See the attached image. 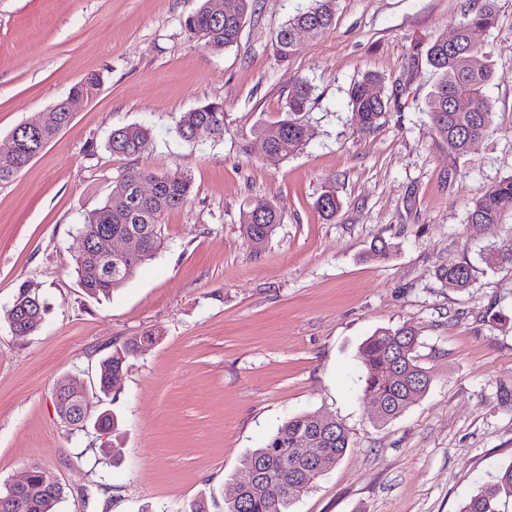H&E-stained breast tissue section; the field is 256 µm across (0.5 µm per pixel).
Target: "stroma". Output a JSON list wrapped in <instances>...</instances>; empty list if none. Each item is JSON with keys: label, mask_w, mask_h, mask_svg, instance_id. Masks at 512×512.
<instances>
[{"label": "stroma", "mask_w": 512, "mask_h": 512, "mask_svg": "<svg viewBox=\"0 0 512 512\" xmlns=\"http://www.w3.org/2000/svg\"><path fill=\"white\" fill-rule=\"evenodd\" d=\"M309 0H250L237 45L214 53L189 36L202 0H0V149L14 127L65 98L87 73L97 95L0 187V483L33 465L59 482L58 512H183L233 493L241 457L300 413L335 417L351 446L292 512H458L512 464V267L480 270L483 250L512 243V213L478 234L473 199L512 174V0H496L483 37L495 71L485 90L491 132L453 159L425 112L435 77L427 45L452 36L476 0H336V22L298 34L279 58L271 35ZM376 75L388 108L379 127L352 118L349 91ZM312 100L308 139L278 162L253 134L277 119L293 79ZM224 106V137L188 143L183 112ZM141 125L151 142L112 155L113 128ZM193 178L190 202L165 218V244L112 295L76 283V228L128 169ZM341 205L316 208L323 190ZM270 201L275 233L254 249L248 204ZM391 252L380 257L375 244ZM469 261L466 291L437 267ZM47 301L42 327L15 335L20 285ZM419 333L433 381L401 417L374 422L361 397L360 344L402 324ZM153 333L115 386L116 435L76 429L51 392L91 383L113 343ZM122 458L106 466V449Z\"/></svg>", "instance_id": "35a3bbf8"}]
</instances>
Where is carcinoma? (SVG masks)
<instances>
[{"instance_id": "obj_1", "label": "carcinoma", "mask_w": 512, "mask_h": 512, "mask_svg": "<svg viewBox=\"0 0 512 512\" xmlns=\"http://www.w3.org/2000/svg\"><path fill=\"white\" fill-rule=\"evenodd\" d=\"M218 0H203L199 9L186 21V30L204 40L212 52H220L238 44L250 0H236L233 12L216 9ZM335 20V0H311L303 11L275 30L271 37L277 56L287 59L295 51L293 32L302 25L317 36L328 30ZM496 15L491 0L467 16L457 28L454 44L448 38L434 40L426 51L427 62L436 76L427 101V113L436 135L447 145L448 155H466L472 143L484 138L492 128L494 112L484 95V88L493 78L488 55L479 41L472 38L476 31L485 33L494 27ZM313 93L312 86L303 78L292 82L285 111L270 122L258 126L254 135L267 140L270 151L267 158L280 161L301 149L307 130L300 120ZM464 96L471 102L468 111H458L451 100ZM388 100L379 89V80L365 76L351 89L349 106L353 119L364 127H374L384 116ZM72 121L70 112H54L50 122L39 127L35 121L22 122L19 128H32L47 141L54 138L52 130L66 128ZM201 125L210 128L211 137L224 136V105L203 103L181 115L177 135L192 141L193 130ZM150 142L149 129L128 125L112 130L106 148L114 155L133 157L141 154ZM24 145L9 155L0 156V185L10 183L31 160ZM150 178L156 181V191L150 197L133 200L130 211L112 209L110 203L85 218L78 231L85 235L89 246L75 257L78 285L91 298L109 296L133 277L138 268L155 257L164 243V219L170 212L186 205L191 197L192 180L187 174L174 172L158 175L142 169L122 174L112 186V192H125L136 181ZM339 200L335 192L325 191L317 201V208L327 217L336 214ZM506 211H512V175L501 179L474 199L468 211V224L478 230L486 224H497ZM281 216L271 209L258 216L254 207L243 209L241 224L249 241L256 247L272 235ZM135 229L141 237L139 251L122 263L112 266V276L103 270L98 253L101 239L125 235ZM483 262L492 269L503 264L512 266V247L489 249L483 253ZM436 277L449 289L463 291L475 280V267L468 261L441 266ZM47 313L46 302L30 287L19 288L9 312L13 332L18 336L35 333ZM150 333L112 344V350L102 356L96 368V388L99 397L109 399L113 385L111 378L123 373L128 361L153 344ZM418 333L410 325L384 328L370 336L359 350L362 375V396L370 417L385 424L400 417L429 390L430 372L421 365L417 355ZM90 419L106 431L115 430L118 420L112 410L100 407L90 412ZM310 440L312 453H297L298 442ZM350 447L344 425L336 419L315 413L297 415L282 422L270 435L264 446L247 453L234 473V479L244 486V493L234 500L219 501L216 494L200 496L190 501L183 512H291V505L313 487L315 481L332 469ZM26 489L10 495L8 485H0V512H57L64 490L41 481V469L29 468ZM281 486L279 498H271L266 485ZM512 501V464L500 469L491 480L483 483L460 509V512H506Z\"/></svg>"}]
</instances>
